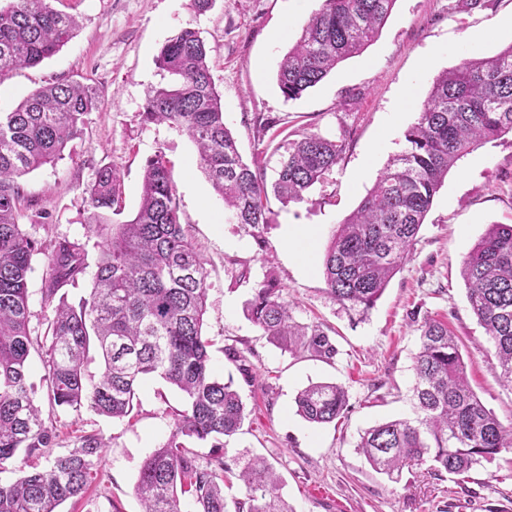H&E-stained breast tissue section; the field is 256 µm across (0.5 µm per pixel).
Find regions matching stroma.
<instances>
[{"label": "stroma", "instance_id": "obj_1", "mask_svg": "<svg viewBox=\"0 0 512 512\" xmlns=\"http://www.w3.org/2000/svg\"><path fill=\"white\" fill-rule=\"evenodd\" d=\"M74 15L71 40L37 66L0 83V112L12 111L36 88L59 80L91 85L98 109L63 160L26 175L31 202L24 227L47 242L66 236L88 245L98 237L88 221L85 187L99 169H117L123 181V213L138 207L145 160L165 155L171 165L180 220L206 259L207 314L216 377L233 380L246 405L241 432L221 450L195 444L200 462L221 453L230 468L224 497L244 499L239 471L264 459L278 476L293 512H512V450L472 469L465 477L438 476L429 466L404 469L400 481L375 472L356 448L375 424L413 413V358L419 326L446 320L468 365L470 386L503 424L512 423V387L502 382L493 348L472 313L461 277L462 258L490 225H512V135L478 147L450 170L418 235L415 251L366 317L342 307L327 292L322 273L325 248L338 225L373 187L389 159L404 150L405 130L417 118L434 79L477 53L497 54L512 45V28L496 27L512 14V0H487L475 8L449 9L448 0H396L375 40L340 63L300 98L281 94L276 73L293 39L283 25L301 31L320 0H214L197 13L190 0H51ZM199 31L213 78L222 94L224 120L244 159L261 156L266 181L276 177L279 156L271 132L259 119L287 132H317L343 139L346 149L303 201L268 202L269 222L250 235L229 223L223 200L197 162V149L183 133L148 123L149 98L171 86L173 76L156 56L181 29ZM311 234L308 260L284 242L286 229ZM274 278L296 320L334 330L338 353L324 362L282 352L248 320L245 307L258 283ZM233 346L257 370L247 384L224 354ZM316 382L342 385L349 411L340 421L315 426L296 412L295 398ZM183 397L156 377L143 380L132 420H112L90 410L56 413L60 448L77 435L100 434L106 446L98 476L84 497L60 512H141L134 486L143 460L169 436Z\"/></svg>", "mask_w": 512, "mask_h": 512}]
</instances>
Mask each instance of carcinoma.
<instances>
[{
	"label": "carcinoma",
	"instance_id": "1",
	"mask_svg": "<svg viewBox=\"0 0 512 512\" xmlns=\"http://www.w3.org/2000/svg\"><path fill=\"white\" fill-rule=\"evenodd\" d=\"M396 0H322L283 57L277 84L296 99L342 61L363 51L390 16ZM73 17L49 0H9L0 7V82L56 54L72 37ZM177 76L150 98L144 120L166 123L197 145L199 167L224 200L230 219L250 234L268 223V192L284 205L336 166L341 140L305 132L284 147L274 182L266 184L258 162L249 165L224 122L221 94L198 31L186 27L156 58ZM98 109L93 89L62 81L31 92L14 110L0 112V473L16 461L46 460L17 480L0 483V512H58L80 499L98 474L103 439L78 437L62 452L56 424L35 402L26 361L44 353L50 401L75 412L124 419L134 409L141 381L157 376L178 389L184 409L174 415L167 440L142 462L135 493L143 512H181L180 496L192 497L194 512H229L224 472L215 454L198 462L184 440L224 447L246 417L233 381L212 372L211 342L203 333L208 284L205 260L181 224L169 161L158 151L146 158L135 214H121L122 178L104 167L87 186L89 223L102 236L87 295L68 300L88 272L86 244L67 237L42 244L23 230L27 204L21 179L63 159L67 144L83 132ZM512 133V44L492 57L463 58L438 76L405 132L407 147L392 157L373 188L334 231L323 257L327 292L348 310L373 308L390 280L413 255L417 236L448 171L477 146ZM47 259L43 300L54 305L44 333L30 327L28 279L35 256ZM470 308L485 329L500 369L512 385V225L494 224L462 260ZM246 313L270 343L331 361L337 349L329 329L301 323L277 284L255 288ZM413 358L415 419L378 424L357 448L370 466L399 480L404 468L430 464L437 475L460 476L512 448V426H504L481 403L466 380V363L448 323L427 318ZM99 361V370L89 364ZM297 413L310 424L340 419L348 410L345 388L311 384L296 397ZM245 499L235 512H291L279 494L272 468L256 458L240 474Z\"/></svg>",
	"mask_w": 512,
	"mask_h": 512
}]
</instances>
